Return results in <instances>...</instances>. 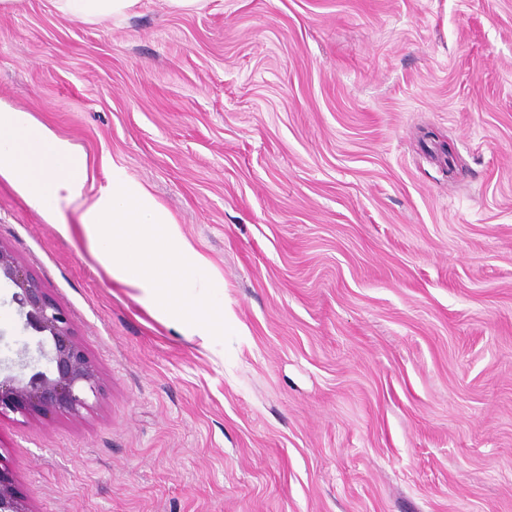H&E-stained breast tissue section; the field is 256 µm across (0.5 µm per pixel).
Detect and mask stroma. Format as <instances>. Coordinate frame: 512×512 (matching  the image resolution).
<instances>
[{"label": "stroma", "instance_id": "obj_1", "mask_svg": "<svg viewBox=\"0 0 512 512\" xmlns=\"http://www.w3.org/2000/svg\"><path fill=\"white\" fill-rule=\"evenodd\" d=\"M0 99L169 209L212 322L0 176V242L102 383L82 418L0 419L31 512H512V0H17ZM63 16L84 23L125 17L139 0H54Z\"/></svg>", "mask_w": 512, "mask_h": 512}]
</instances>
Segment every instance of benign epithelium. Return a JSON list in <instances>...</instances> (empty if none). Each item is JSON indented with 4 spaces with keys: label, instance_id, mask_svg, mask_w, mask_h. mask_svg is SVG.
<instances>
[{
    "label": "benign epithelium",
    "instance_id": "benign-epithelium-1",
    "mask_svg": "<svg viewBox=\"0 0 512 512\" xmlns=\"http://www.w3.org/2000/svg\"><path fill=\"white\" fill-rule=\"evenodd\" d=\"M0 275L15 288L12 301L25 316V324L39 333L37 359H23L31 368L27 377L0 376V418L23 417L38 411L78 417L90 408L89 397L101 390L96 364L73 335L64 311L48 297L29 270L0 242ZM0 512H32L18 495L12 473L0 463Z\"/></svg>",
    "mask_w": 512,
    "mask_h": 512
}]
</instances>
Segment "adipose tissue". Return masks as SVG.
Instances as JSON below:
<instances>
[{"mask_svg": "<svg viewBox=\"0 0 512 512\" xmlns=\"http://www.w3.org/2000/svg\"><path fill=\"white\" fill-rule=\"evenodd\" d=\"M63 16L98 23L125 17L138 0H54ZM0 175L10 177L39 208L71 207L89 247L113 278L140 290L167 319L207 331L202 307L171 286L181 279V258L205 260L183 238L171 213L140 183L113 168L110 186L94 188L80 146L58 137L25 110L0 100Z\"/></svg>", "mask_w": 512, "mask_h": 512, "instance_id": "ef3b65f1", "label": "adipose tissue"}]
</instances>
